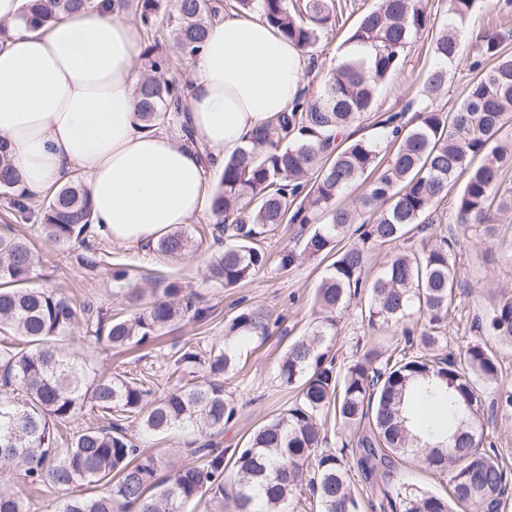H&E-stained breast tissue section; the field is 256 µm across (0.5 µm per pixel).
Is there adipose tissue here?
<instances>
[{
	"label": "adipose tissue",
	"mask_w": 512,
	"mask_h": 512,
	"mask_svg": "<svg viewBox=\"0 0 512 512\" xmlns=\"http://www.w3.org/2000/svg\"><path fill=\"white\" fill-rule=\"evenodd\" d=\"M23 0H0V138L27 191L40 195L73 175L86 181L93 217L117 244H144L209 209L194 147L216 164L285 111L298 92L304 52L262 21L215 22L192 68L179 123L193 142L150 128L135 88L143 30L118 0L37 30L19 28Z\"/></svg>",
	"instance_id": "ef3b65f1"
}]
</instances>
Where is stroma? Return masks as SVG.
I'll return each instance as SVG.
<instances>
[{
  "mask_svg": "<svg viewBox=\"0 0 512 512\" xmlns=\"http://www.w3.org/2000/svg\"><path fill=\"white\" fill-rule=\"evenodd\" d=\"M377 0H336L339 22L328 38L315 48V71L303 73L300 84L316 87L320 70L331 59L345 51L343 41L353 24L373 9ZM467 30L483 32H512V0H478L469 17ZM430 38L422 36L413 46L404 67L380 89L373 112L351 126L354 138L381 141L379 120L392 113L412 117V104L419 97L425 76L432 65L428 53ZM473 47H465L447 65L448 83L437 99L441 111L457 109L474 76L471 64ZM501 226L498 237L491 241L475 235L459 236L455 247L458 277L464 286L457 291L456 307L448 325V345L457 349L476 339L472 325L490 304L504 295H512V212L499 214ZM213 225L210 213L194 217L186 229L195 245L189 253L169 257L146 244H116L107 236H100L92 247L73 245L65 250L48 246L38 220L23 219L0 198V234L28 240L41 254L40 264L30 274L29 284L35 288L58 290L76 302H91L113 313H130L131 307L123 289L113 281L114 270L124 269L144 300H153L161 282L178 283L184 292L195 294L208 316L197 322L192 319L167 329L157 342L132 352H116L100 346L87 345L83 337H76L74 348L98 374L119 373L131 378L148 377L158 388L171 385L169 358L181 348H190L208 354L212 346L224 343L227 319L244 307L260 308L281 320L279 327L261 347L245 346L241 357L244 368L228 382L240 407L238 417L226 425L216 442L223 448L239 447L263 423L275 418L294 401L296 392L280 385L277 363L289 344L304 336L315 324L318 307L315 294L325 274L322 258L303 256L306 239L299 225L284 224L268 239L270 255L281 251H295L301 258L293 267L282 270L276 263L250 280L227 288L209 280L206 266L217 246L208 230ZM94 253L97 268L84 263L87 253ZM391 332L375 333L368 329L360 316L358 306H350L338 320L334 352L338 359L351 356L356 344L385 346L394 343ZM129 436L136 438L140 447L160 454L167 465H185L198 462L196 448L202 437L197 433L173 431L160 435L142 434L138 423L127 426Z\"/></svg>",
  "mask_w": 512,
  "mask_h": 512,
  "instance_id": "obj_1",
  "label": "stroma"
}]
</instances>
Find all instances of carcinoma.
<instances>
[{
    "instance_id": "1",
    "label": "carcinoma",
    "mask_w": 512,
    "mask_h": 512,
    "mask_svg": "<svg viewBox=\"0 0 512 512\" xmlns=\"http://www.w3.org/2000/svg\"><path fill=\"white\" fill-rule=\"evenodd\" d=\"M476 0H450V21L430 44L434 65L418 98L415 123L398 115L379 121L390 129L385 149L373 141L341 138V132L373 111L382 85L405 64L409 49L435 20L423 0H377L346 39L345 53L330 64L316 91L307 89L290 108L255 130L248 144L224 159L211 193L214 230L224 248L212 256L208 278L233 287L253 277L269 260L266 240L282 224L314 225L303 253L331 258L317 289L322 317L293 342L278 363L281 384L296 390L287 410L260 426L232 453L236 512H289L305 485L321 512H362L349 476L354 462L365 493L380 512H505L512 474L497 454L483 449L486 425L497 414L512 416V386L503 382L497 357L471 341L456 352L439 349L460 287L454 242L445 235L420 252L390 255L383 273L371 279V253L408 235L425 233L433 206L454 197V223L490 240L498 235L495 214L512 209V187H503V169L512 149L501 145L512 126V55L502 51L508 37L476 38V75L460 106L442 112L435 101L448 80L447 65L461 51L466 20ZM93 0H25L19 23L36 29L64 15L88 9ZM241 13L255 12L303 51L316 48L336 27L335 0H236ZM220 13L213 0H178L169 18L176 44L191 56L204 47ZM149 73L136 89L137 112L149 127H161L180 111L175 88L156 77L168 61L145 49ZM367 188L352 209L338 203L349 188ZM0 194L23 216L40 219L47 243L65 248L96 232L86 186L71 181L39 204L13 169L8 143L0 138ZM192 236L178 228L157 242L165 255L180 256ZM37 255L22 238L0 235V331L16 342L0 344V463L22 472L24 487L0 489V512H28V490L102 487L95 496L67 498L60 512H182L204 496L224 502L225 450L212 443L197 448L201 462L158 477L161 458L135 444L125 423L145 433L193 429L220 435L239 409L224 377L235 375L240 345L264 343L279 320L258 309H240L225 326L224 347L206 357L186 350L174 354V370L193 378L155 395L148 382L124 375L103 376L67 347L72 331L114 348L139 347L185 316H208L174 282L148 303L116 270L134 306L117 316L63 293L25 286ZM364 300L361 317L373 330L395 327L411 334L414 314L425 318L416 348L370 347L341 365L332 354L338 314ZM474 328L512 344V296L486 310ZM494 386L491 400L484 389ZM439 414L441 441L421 448L415 431ZM107 424L60 433L77 417ZM345 436L328 443L327 418ZM420 458L448 475V496L411 483L390 481L399 462Z\"/></svg>"
}]
</instances>
